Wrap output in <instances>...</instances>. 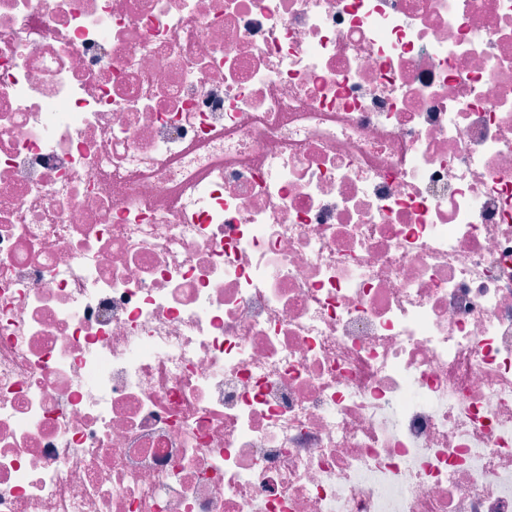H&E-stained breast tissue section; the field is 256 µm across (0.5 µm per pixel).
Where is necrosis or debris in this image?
<instances>
[{"label": "necrosis or debris", "mask_w": 512, "mask_h": 512, "mask_svg": "<svg viewBox=\"0 0 512 512\" xmlns=\"http://www.w3.org/2000/svg\"><path fill=\"white\" fill-rule=\"evenodd\" d=\"M0 512H512V0H0Z\"/></svg>", "instance_id": "1"}]
</instances>
